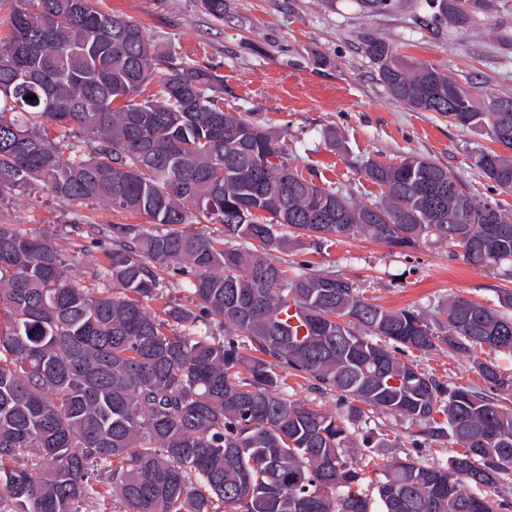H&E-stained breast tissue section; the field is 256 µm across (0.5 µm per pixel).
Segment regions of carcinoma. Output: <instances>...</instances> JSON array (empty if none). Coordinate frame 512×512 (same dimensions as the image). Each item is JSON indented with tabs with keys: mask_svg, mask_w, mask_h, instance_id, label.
I'll return each mask as SVG.
<instances>
[{
	"mask_svg": "<svg viewBox=\"0 0 512 512\" xmlns=\"http://www.w3.org/2000/svg\"><path fill=\"white\" fill-rule=\"evenodd\" d=\"M436 8L458 29L491 0ZM363 50L393 100L496 143L473 166L512 193V111L495 107L512 96L479 103L380 39ZM360 173L377 199L304 177L275 131L224 111L220 75L160 51L101 0H0V201L51 192L159 226H117L105 264L73 256L112 282L98 295L46 236L0 222V512L109 498L119 512H512L484 494L512 483V405L498 399L512 374L473 360L486 394L402 360L512 353V289L496 309L455 296L430 313L387 310L336 271L274 255L293 238L364 235L444 244L510 277L512 213L418 155ZM205 220L224 237L192 230ZM490 224L506 231L472 244ZM171 271L191 297L156 312ZM291 376L335 393L336 411L288 398ZM378 411L418 426L415 448L461 450L385 460L389 435L354 428Z\"/></svg>",
	"mask_w": 512,
	"mask_h": 512,
	"instance_id": "1",
	"label": "carcinoma"
}]
</instances>
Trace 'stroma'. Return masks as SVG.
<instances>
[{
  "mask_svg": "<svg viewBox=\"0 0 512 512\" xmlns=\"http://www.w3.org/2000/svg\"><path fill=\"white\" fill-rule=\"evenodd\" d=\"M102 2L113 14L141 23L152 41L175 46L186 60L223 76L225 109L277 131L291 164L306 177L352 186L358 200H373L380 190L361 178L362 164L397 163L412 153L455 171L478 199L512 211V194L492 189L472 164L489 139L449 125L437 113L396 103L362 46L365 36H375L461 84L512 96V0H494L491 13L475 15L469 27L453 33L430 24L429 0H396L385 13L361 12L353 0H224L220 21L199 0ZM0 219L47 235L69 256L84 248L111 250V233H90L89 225L130 221L100 203L50 195L34 202L22 193L0 204ZM285 257L335 267L358 283L369 302L389 310L429 312L453 295L492 305L497 289H512V278L471 267L436 244L401 250L361 236L317 252L304 237L287 246ZM418 363L455 385H484L469 358L438 351ZM367 425L396 436L385 457L416 451L408 420L375 414ZM416 452L436 463L451 450L435 443Z\"/></svg>",
  "mask_w": 512,
  "mask_h": 512,
  "instance_id": "obj_1",
  "label": "stroma"
}]
</instances>
